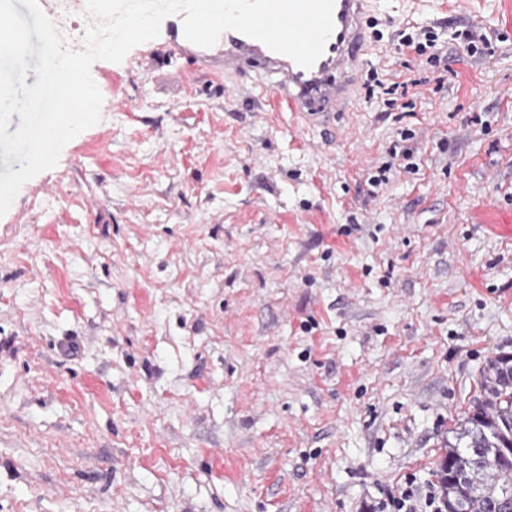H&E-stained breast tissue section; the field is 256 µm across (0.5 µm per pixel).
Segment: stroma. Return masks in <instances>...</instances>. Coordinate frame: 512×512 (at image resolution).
<instances>
[{
	"label": "stroma",
	"instance_id": "stroma-1",
	"mask_svg": "<svg viewBox=\"0 0 512 512\" xmlns=\"http://www.w3.org/2000/svg\"><path fill=\"white\" fill-rule=\"evenodd\" d=\"M373 16L360 80L406 89L325 126L227 96L168 19L92 63L98 123L0 216V512H371L436 483L512 354V0ZM422 36L425 43L419 41ZM398 38L399 50L402 52L406 49L421 56L427 53L429 48L431 49V54L428 57L430 62H437L441 59L440 48L437 47V36L429 29L419 31L414 36L412 34H406L405 30H400Z\"/></svg>",
	"mask_w": 512,
	"mask_h": 512
}]
</instances>
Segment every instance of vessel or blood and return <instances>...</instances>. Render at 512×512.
Returning a JSON list of instances; mask_svg holds the SVG:
<instances>
[{
    "mask_svg": "<svg viewBox=\"0 0 512 512\" xmlns=\"http://www.w3.org/2000/svg\"><path fill=\"white\" fill-rule=\"evenodd\" d=\"M370 0H334V29L323 54L311 68L277 53L258 40L234 30L224 31L209 48L176 32L179 51L202 67L223 62L225 77L246 75L249 97L275 112H300L309 122L329 121L353 98L354 85L372 50L368 30Z\"/></svg>",
    "mask_w": 512,
    "mask_h": 512,
    "instance_id": "1",
    "label": "vessel or blood"
}]
</instances>
